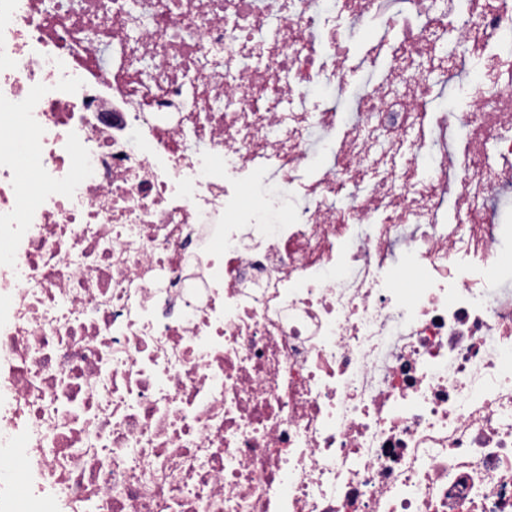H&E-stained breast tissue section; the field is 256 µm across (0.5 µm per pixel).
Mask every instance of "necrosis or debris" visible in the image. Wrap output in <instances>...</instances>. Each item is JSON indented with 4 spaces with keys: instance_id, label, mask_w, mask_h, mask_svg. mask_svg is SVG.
Segmentation results:
<instances>
[{
    "instance_id": "4bbe7bcc",
    "label": "necrosis or debris",
    "mask_w": 512,
    "mask_h": 512,
    "mask_svg": "<svg viewBox=\"0 0 512 512\" xmlns=\"http://www.w3.org/2000/svg\"><path fill=\"white\" fill-rule=\"evenodd\" d=\"M388 4L0 0V512H512V0ZM385 20L377 17L368 23L359 33L357 41L353 43L352 52L357 53L363 48L373 45L382 35ZM467 76V71L462 69L454 78H445L443 76H435L432 79V88L427 101V107L430 111L448 112L454 108V100L452 97L453 85Z\"/></svg>"
}]
</instances>
